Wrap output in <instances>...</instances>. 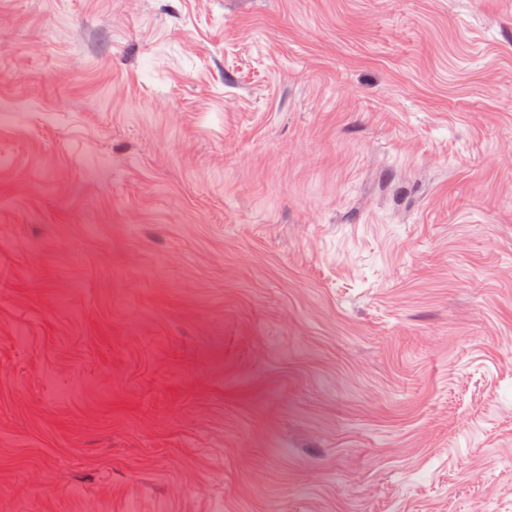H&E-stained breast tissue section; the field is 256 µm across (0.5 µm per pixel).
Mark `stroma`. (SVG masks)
<instances>
[{"mask_svg":"<svg viewBox=\"0 0 512 512\" xmlns=\"http://www.w3.org/2000/svg\"><path fill=\"white\" fill-rule=\"evenodd\" d=\"M0 14V512H512V0Z\"/></svg>","mask_w":512,"mask_h":512,"instance_id":"35a3bbf8","label":"stroma"}]
</instances>
